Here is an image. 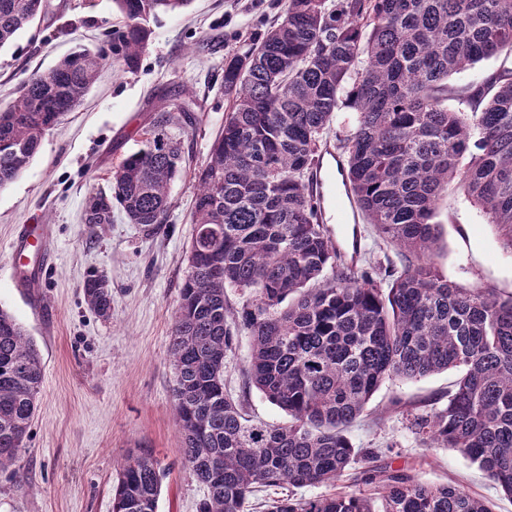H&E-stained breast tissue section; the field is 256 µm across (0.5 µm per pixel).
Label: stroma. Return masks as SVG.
<instances>
[{"label":"stroma","mask_w":512,"mask_h":512,"mask_svg":"<svg viewBox=\"0 0 512 512\" xmlns=\"http://www.w3.org/2000/svg\"><path fill=\"white\" fill-rule=\"evenodd\" d=\"M285 0H193L184 11L150 20L151 40L136 69L112 56V32L122 23L112 0H48L41 19L0 49V105H8L32 74L72 51L101 50L107 58L82 104L43 137L28 168L0 189V307L25 327L40 350L44 379L30 433L16 466L0 471V512H111L112 487L122 460L144 448L164 471L158 512H199L207 490L184 466L173 409L171 328L187 268L193 226L194 173L224 125V62L243 41L260 39ZM188 107L194 124L171 126L185 163L170 187L165 224L148 231L113 207L108 224L88 225L90 197L109 194L113 166L137 150L158 108ZM352 115L337 113L323 156V219L341 251L360 248L381 268L402 259L373 225L336 221L337 136ZM440 241L433 261L448 280L466 288L512 293V251L495 225L462 189L443 194ZM48 230L50 258L36 290L35 314L11 279L10 248L19 225ZM106 276L112 316L98 317L82 285ZM250 337L239 332L224 359V389L250 419L277 426L286 414L257 390L243 371ZM451 369L413 381H385L364 415L346 431L354 448L396 467L415 469L428 482L464 487L512 512V500L459 452L425 448L412 414L446 403L458 378Z\"/></svg>","instance_id":"stroma-1"}]
</instances>
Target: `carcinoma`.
<instances>
[{"mask_svg":"<svg viewBox=\"0 0 512 512\" xmlns=\"http://www.w3.org/2000/svg\"><path fill=\"white\" fill-rule=\"evenodd\" d=\"M123 16L112 53L133 69L150 19L192 0H113ZM46 0H0V48L46 12ZM512 53V0H285L264 35L224 63L230 108L195 175L187 269L171 330L173 406L186 468L207 488L200 512H250L255 493L288 486L266 512H493L469 492L385 465L354 481L363 493L303 497L356 463L346 429L386 380L460 370L448 403L413 417L431 448H453L512 499V293L465 288L432 262L442 192L459 184L512 250V70L478 84L449 79ZM104 55L80 48L34 74L0 109V188L20 176L44 135L80 105ZM456 98L464 110L448 108ZM353 114L339 139L341 184L366 223L398 248L403 269L382 287L342 262L314 194L322 145L336 114ZM163 115L142 147L112 171L85 223H165L184 162ZM251 300L230 313L225 292ZM89 308L112 317L102 275L82 286ZM251 338L246 386L288 414L269 426L224 393V357L237 332ZM43 382L40 350L0 308V470L25 447ZM161 466L138 450L119 466L112 512H157Z\"/></svg>","mask_w":512,"mask_h":512,"instance_id":"cac0c4a2","label":"carcinoma"}]
</instances>
